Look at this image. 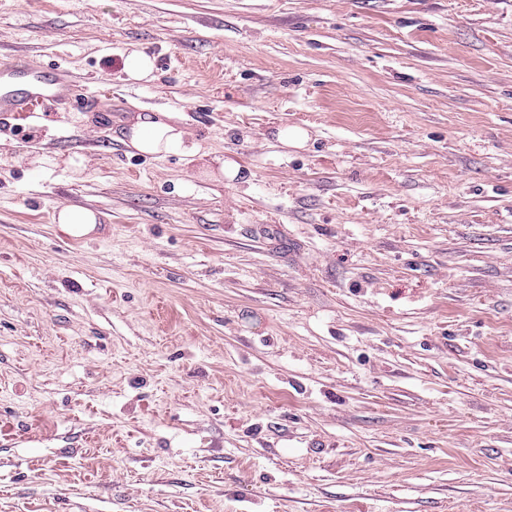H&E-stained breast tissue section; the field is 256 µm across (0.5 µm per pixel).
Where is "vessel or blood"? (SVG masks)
Segmentation results:
<instances>
[{"mask_svg":"<svg viewBox=\"0 0 512 512\" xmlns=\"http://www.w3.org/2000/svg\"><path fill=\"white\" fill-rule=\"evenodd\" d=\"M75 89L67 72L45 77L28 62L0 61V112H30L46 101L61 105L71 103Z\"/></svg>","mask_w":512,"mask_h":512,"instance_id":"obj_1","label":"vessel or blood"}]
</instances>
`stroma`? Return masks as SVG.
<instances>
[{
  "label": "stroma",
  "mask_w": 512,
  "mask_h": 512,
  "mask_svg": "<svg viewBox=\"0 0 512 512\" xmlns=\"http://www.w3.org/2000/svg\"><path fill=\"white\" fill-rule=\"evenodd\" d=\"M15 56L77 98L0 114V512H512V0H0ZM192 136L175 112H135L118 140L140 154L158 158L172 153L195 155ZM277 140L287 148H304L308 141V131L297 126L279 128L276 133ZM212 163L217 164V167H212L210 163H206L201 174L219 183L224 181V178L232 181L239 173L238 165L232 161H225L224 157L214 156ZM101 214L90 209L77 206H64L56 216V224H59L61 231L68 236L69 239L77 242H83L98 224H100Z\"/></svg>",
  "instance_id": "stroma-1"
}]
</instances>
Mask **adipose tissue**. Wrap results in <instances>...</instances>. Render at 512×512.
I'll return each mask as SVG.
<instances>
[{
  "label": "adipose tissue",
  "mask_w": 512,
  "mask_h": 512,
  "mask_svg": "<svg viewBox=\"0 0 512 512\" xmlns=\"http://www.w3.org/2000/svg\"><path fill=\"white\" fill-rule=\"evenodd\" d=\"M119 140L138 153L164 157L172 153L196 154L191 132L172 112H138L132 115Z\"/></svg>",
  "instance_id": "1"
}]
</instances>
